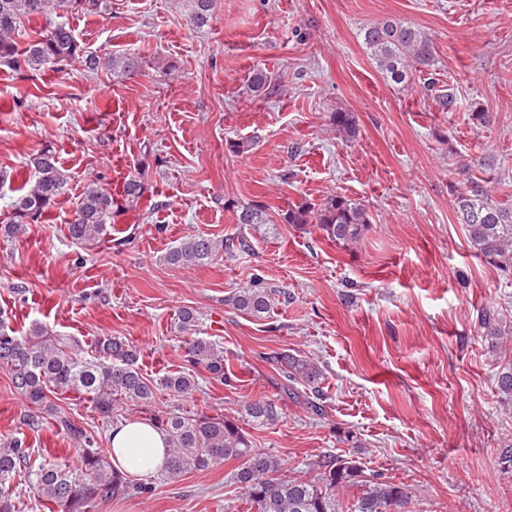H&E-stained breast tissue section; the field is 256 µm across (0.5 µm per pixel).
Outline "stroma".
Wrapping results in <instances>:
<instances>
[{"instance_id": "obj_1", "label": "stroma", "mask_w": 512, "mask_h": 512, "mask_svg": "<svg viewBox=\"0 0 512 512\" xmlns=\"http://www.w3.org/2000/svg\"><path fill=\"white\" fill-rule=\"evenodd\" d=\"M189 11L188 0H108L105 14L69 16L86 50L141 58L131 77L77 61L0 68V225L35 178L34 154L51 151L70 176L39 222L0 237L11 328L37 321L88 351L122 338L155 378L184 367L175 323L193 309L233 381L201 380L184 408L240 420L285 475L353 455L407 486L409 512H512V473L497 458L512 443V400L497 385L512 339L495 344L477 323L490 308L512 324V275L477 255L453 206L465 167L494 201L512 203V0H216L201 28ZM386 19L425 29L434 76L397 84L378 71L362 31ZM256 68L274 92L250 91ZM478 107L488 126L468 120ZM340 110L355 115L356 141L331 126ZM245 140L248 150L234 152ZM132 177L146 186L138 204L114 210L109 236L73 244L67 224L84 187L95 181L117 198ZM331 194L367 207L357 242L286 223L291 205ZM252 203L264 205L262 223L239 224ZM196 233L243 234L252 249L198 266L164 262ZM257 276L280 290L260 320L224 304ZM280 351L321 365L322 415L283 395L263 360ZM260 399L278 406L274 424L245 422V404ZM53 402L109 448L112 427L88 397L66 391ZM30 412L0 366V442L16 436L33 459L75 463L68 435L51 419L29 429ZM234 468L156 476L151 493L93 512H255Z\"/></svg>"}]
</instances>
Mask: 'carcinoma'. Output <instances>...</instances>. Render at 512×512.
I'll list each match as a JSON object with an SVG mask.
<instances>
[{
  "instance_id": "obj_1",
  "label": "carcinoma",
  "mask_w": 512,
  "mask_h": 512,
  "mask_svg": "<svg viewBox=\"0 0 512 512\" xmlns=\"http://www.w3.org/2000/svg\"><path fill=\"white\" fill-rule=\"evenodd\" d=\"M189 20L195 27L213 18L215 0H189ZM104 0H0V67L18 70L25 65L33 70L79 61L87 69H104L125 77L138 74L141 60L131 54L105 57L86 51L72 29L61 18L73 13H101ZM55 15V21L39 37L18 49L15 31L22 19L32 15ZM363 41L378 70L396 84L409 74L429 72L436 65L435 49L427 33L402 20H385L364 29ZM330 123L345 140L358 134L351 112L331 113ZM35 180L29 190L12 205V221L4 225L3 235L23 234L25 225L37 222L64 192L67 175L50 151L30 160ZM464 187L455 190L454 209L465 226L476 252L504 272L512 270V204L495 203L488 190L469 171ZM145 193L139 178L123 186L124 201H139ZM112 194L95 182L87 184L75 203L68 222L69 238L79 245L91 244L110 234ZM289 224L316 225L323 237L349 244L360 238L370 224L365 205L344 196L331 195L318 203L301 201L288 209ZM251 244L244 235L216 239L193 234L179 242L164 256L172 265L197 266L213 260L219 253L248 252ZM277 289L262 278L233 291L224 302L234 310L261 319L270 314ZM479 327L486 335L499 338L512 333L495 312L484 309L478 315ZM176 330L187 337L186 356L191 369L146 377L137 365L136 349L121 338L101 339L94 347L96 356H81L79 341L70 336L53 335L40 323L29 332L15 335L8 317L0 314V364L9 368L12 383L33 408L26 426L42 424L50 416L74 441L78 461L71 465L45 458L35 469L29 468V449L25 441L12 438L0 443V512H13L17 477L24 476L38 497L55 504L60 512H92L101 501L125 499L147 494L149 482L132 483L127 475L112 467L108 455L98 447L94 435L58 414L51 401L54 390H72L87 395L99 413L116 423L129 411L149 407L160 393L178 402L189 398L199 387L197 368L222 385L228 382L224 347L200 336L196 311L183 309ZM273 369L283 380L281 389L290 399H303L314 413L323 412L321 379L317 362L286 351L271 357ZM246 416L259 425H272L279 419L275 402L257 401L245 407ZM148 421L163 431L168 440V455L160 476L175 480L186 473L205 471L221 463L235 461L232 482L239 485L257 506V512H339L335 491L339 486H360L362 491L351 512H407L409 496L402 484L365 478V470L355 457L324 455L315 461V475L309 479L288 478L282 474L281 459L252 447L244 430L222 414H207L180 406L165 414H152Z\"/></svg>"
}]
</instances>
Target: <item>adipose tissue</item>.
<instances>
[{"label": "adipose tissue", "instance_id": "obj_1", "mask_svg": "<svg viewBox=\"0 0 512 512\" xmlns=\"http://www.w3.org/2000/svg\"><path fill=\"white\" fill-rule=\"evenodd\" d=\"M110 441L115 469L146 476L163 465L166 436L148 421L119 422L111 431Z\"/></svg>", "mask_w": 512, "mask_h": 512}]
</instances>
